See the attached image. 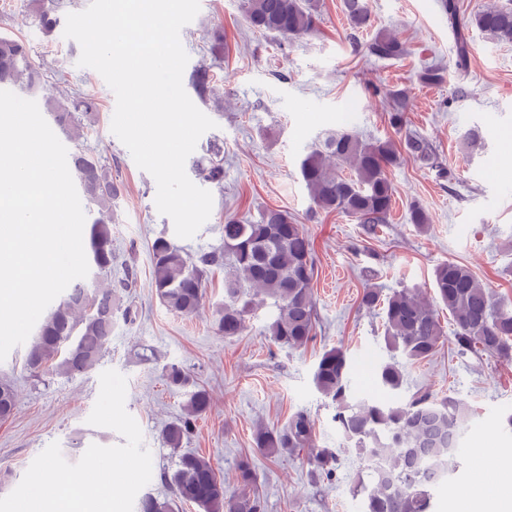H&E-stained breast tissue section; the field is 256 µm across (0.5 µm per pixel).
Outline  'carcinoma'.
<instances>
[{
	"instance_id": "cac0c4a2",
	"label": "carcinoma",
	"mask_w": 512,
	"mask_h": 512,
	"mask_svg": "<svg viewBox=\"0 0 512 512\" xmlns=\"http://www.w3.org/2000/svg\"><path fill=\"white\" fill-rule=\"evenodd\" d=\"M61 4L62 0H39L38 26L44 34L62 24ZM343 8L352 28L372 25L367 0H343ZM318 10V0L245 2L251 27L289 41L314 31ZM468 25L493 41L510 43L512 7L488 6L473 14ZM368 49L382 60L399 59L407 52L402 42L384 31L375 34ZM213 78L206 66L196 71L194 86L199 96L211 90ZM45 82L46 74L32 59L26 41L0 35V86H17L35 97ZM44 110L74 143L70 168L88 205L99 214L90 227V259L97 274L106 275L112 272L114 259L110 224L117 186L112 168L81 143L99 121V99L73 88L63 98H44ZM405 147L420 161L433 160L428 143L416 135H405ZM221 154L223 147L210 144L207 156L194 164L199 179L223 183ZM399 158L400 151L391 139L373 142L351 132H329L301 161L300 173L316 208L342 213L371 233L386 222L392 209L394 189L388 170ZM341 167L349 168L350 174L339 175ZM225 261L229 270L224 277V310L217 321L219 334L226 339L241 335L260 296L273 300L276 308L267 325L275 344L298 349L313 339L312 242L294 216L285 209L267 208L254 224L228 219L222 249L195 259L165 238H157L152 245V279L161 304L177 315H194L202 299L204 268ZM433 286L437 301L454 318L452 336L445 333L435 309L416 289L403 287L384 298L373 288L363 291L362 306H382L384 342L391 357L379 365L377 381L389 393L396 395L402 389L407 366L432 358L447 342L512 362V304L496 297L467 266L454 261L435 268ZM119 309L125 318H132L131 308H122L116 291L75 283L41 323L26 354L27 369L40 374L52 368L67 377L87 373L103 357L112 337V315ZM165 379L171 387L188 384V375L174 364L166 369ZM313 383L335 405V421L345 445L369 471V483L360 484L356 491L363 496V512H431L430 489L455 467L457 452L451 447H460L464 429L454 426L465 424L469 416L464 402L427 391L389 402L357 398L351 390L347 354L335 346L319 356ZM210 406L207 389L198 386L189 392L183 416L162 429L164 442L171 448L181 447ZM15 408L11 385L1 382L0 421L9 419ZM253 439L255 448L270 457L307 450L313 474L327 479L335 474V452L315 447L313 423L302 410L291 414L280 428L256 427ZM257 478L249 461H241L237 468L241 490L229 494L209 460L184 452L166 476L174 500L146 495L139 500L137 512H173L177 500L193 503L201 512H265L264 500L254 491Z\"/></svg>"
}]
</instances>
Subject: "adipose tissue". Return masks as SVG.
<instances>
[{"label": "adipose tissue", "mask_w": 512, "mask_h": 512, "mask_svg": "<svg viewBox=\"0 0 512 512\" xmlns=\"http://www.w3.org/2000/svg\"><path fill=\"white\" fill-rule=\"evenodd\" d=\"M471 490L458 494L455 512H512V470L496 452L477 455L471 471Z\"/></svg>", "instance_id": "ef3b65f1"}]
</instances>
